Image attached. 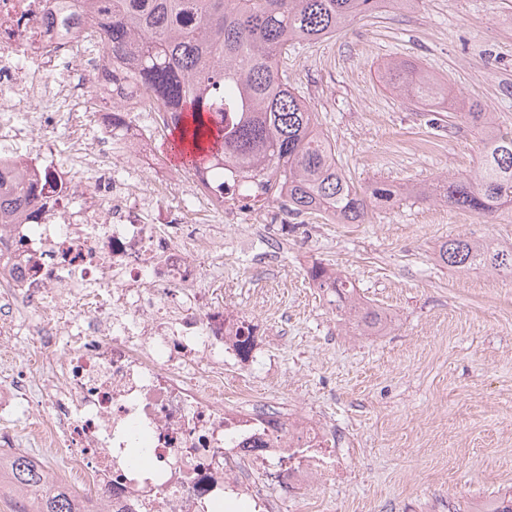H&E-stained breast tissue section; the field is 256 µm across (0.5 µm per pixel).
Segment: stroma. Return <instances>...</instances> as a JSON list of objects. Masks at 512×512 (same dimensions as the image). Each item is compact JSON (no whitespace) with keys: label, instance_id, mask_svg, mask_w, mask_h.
Listing matches in <instances>:
<instances>
[{"label":"stroma","instance_id":"obj_1","mask_svg":"<svg viewBox=\"0 0 512 512\" xmlns=\"http://www.w3.org/2000/svg\"><path fill=\"white\" fill-rule=\"evenodd\" d=\"M406 58L448 82L461 106L479 102L512 130V0H417L385 6L336 36L295 45L288 81L313 106L358 186L464 175L482 142L379 79ZM166 208L208 214L224 228V268L202 285L257 323L243 370L255 396L322 419L338 477L301 492L291 512H473L512 492V278L458 272L435 250L456 235L512 245V206L494 223L434 203L401 201L364 224L294 218L278 209L225 213L171 190ZM341 271L380 307L383 335L340 321L307 275ZM27 420L0 419L11 452L66 466Z\"/></svg>","mask_w":512,"mask_h":512}]
</instances>
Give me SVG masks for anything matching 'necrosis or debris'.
I'll use <instances>...</instances> for the list:
<instances>
[{"label": "necrosis or debris", "mask_w": 512, "mask_h": 512, "mask_svg": "<svg viewBox=\"0 0 512 512\" xmlns=\"http://www.w3.org/2000/svg\"><path fill=\"white\" fill-rule=\"evenodd\" d=\"M60 14L59 0H0V180L24 173L30 191L0 226V340L29 317L48 373L0 384V418L51 410L48 440L85 512H286L289 493L333 476L326 432L253 401L228 367L249 362L239 344L259 328L201 286L224 238L206 224L184 233L115 176L120 157L151 164L150 137L130 120L111 152L122 65Z\"/></svg>", "instance_id": "4bbe7bcc"}]
</instances>
